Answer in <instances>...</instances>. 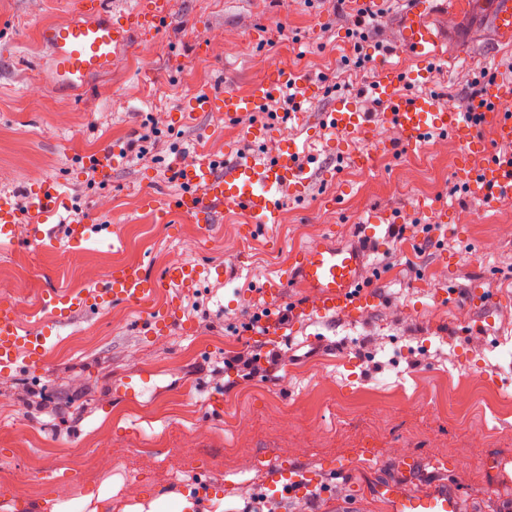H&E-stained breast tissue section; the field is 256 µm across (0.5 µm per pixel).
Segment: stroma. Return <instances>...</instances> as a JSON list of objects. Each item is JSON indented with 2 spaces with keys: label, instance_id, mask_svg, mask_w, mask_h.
<instances>
[{
  "label": "stroma",
  "instance_id": "1",
  "mask_svg": "<svg viewBox=\"0 0 512 512\" xmlns=\"http://www.w3.org/2000/svg\"><path fill=\"white\" fill-rule=\"evenodd\" d=\"M78 2L0 0V195L26 199L37 168L90 225L76 247L58 223L47 225L36 248L0 242V299L19 303L26 331L36 333L51 318L42 306L48 291L82 294L114 263L141 260L158 275L176 260L212 272L155 300L159 310L178 303L180 321L167 333L153 332L137 306L104 307L58 327L40 376L0 374V512H33L64 494L79 503L107 482L112 496L97 512H125L133 502L187 494L204 468L208 494L196 512H259L268 473L282 465L301 466L335 488L330 499H295L292 512H388L380 485L429 488L404 481L398 448L444 464L443 481L472 499L474 512H512V207L490 208L456 189L461 148L448 137L433 138L417 155L379 153L362 170L353 155L393 139L392 127L373 130L367 142L293 118L271 122L260 112L228 120L190 111L197 92L245 88L273 64L321 80L324 95L308 112L343 96L374 107L379 61L408 72L420 67L399 38L409 0H389L360 68L341 64L353 53L354 16L337 11L336 0H169L170 19L150 55L128 48L85 89L47 85L30 95L48 55L39 30L74 19ZM489 11L490 0H472L454 17L436 15L447 60L428 84L406 83L404 94L462 110L481 71L507 72L512 53L496 43ZM159 88L165 100L157 99ZM149 116L178 133L179 151L165 136L156 160L120 158L108 175H91L85 158L138 139ZM255 124L269 126L266 142L249 138ZM286 142L323 175L304 199L286 196L280 223L260 235H246L241 213L207 234L175 212L160 221L146 201L150 191L182 192L176 159L267 155ZM442 210L447 223L428 233L389 235L390 225L424 224ZM377 212L385 221L376 229L379 275L369 311L309 318L281 340L259 339L253 312H285L302 295L292 288L273 299L261 291L283 274L292 250L359 243L361 224ZM17 279L25 283L19 293L6 287ZM477 283L480 296L469 297ZM472 315L481 322L475 331L466 322ZM246 346L284 359L245 375L227 359ZM140 368L154 372L156 391L132 406L114 399L113 389ZM473 426L485 427L483 439L472 437ZM101 444L108 453H97ZM337 464L342 473H333ZM27 468L42 470V479L16 486L15 472ZM131 482L138 487L132 499L125 494Z\"/></svg>",
  "mask_w": 512,
  "mask_h": 512
}]
</instances>
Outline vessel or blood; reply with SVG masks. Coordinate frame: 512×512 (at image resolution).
I'll use <instances>...</instances> for the list:
<instances>
[{
	"instance_id": "b4317fda",
	"label": "vessel or blood",
	"mask_w": 512,
	"mask_h": 512,
	"mask_svg": "<svg viewBox=\"0 0 512 512\" xmlns=\"http://www.w3.org/2000/svg\"><path fill=\"white\" fill-rule=\"evenodd\" d=\"M456 15L468 7L467 0H414L399 20L401 44L420 61L421 67L405 72L380 64L379 75L372 84V96L381 106L376 117L361 112L352 97L337 99L326 123L344 136L368 137L374 121L390 123L394 140L382 143L381 149L412 151L424 148L436 136H448L464 149L457 169V180L485 203L512 196V155L499 156L493 143L512 145V77L486 79L471 102L469 111L453 112L441 107L433 97L408 96L405 83L428 82L432 67L442 53L443 37L431 24L438 8ZM496 36L500 44L512 46V0H493L491 5ZM168 0H136L126 11L111 14L107 0H82L74 20L42 29L41 43L53 50L52 69L55 86L83 87L88 80L112 67V58L132 40H153L168 22ZM295 92L307 103L316 102L323 86L304 69L272 65L266 75L246 90L224 89L220 94L203 92L194 97L196 112H220L233 120L253 112L277 95ZM175 173L186 187L180 196L168 199L151 197L150 203L160 213L178 212L202 228L214 227L223 210L233 209L248 216L250 233L266 225L279 223L283 208L282 190L301 197L310 178L293 145L283 146L265 159L236 158L216 162L199 158L184 164L175 163ZM66 208L55 180H45L28 197L27 212H20L8 196L0 197V238L14 240L17 224L29 220L28 245L38 246L44 238L45 225L61 218ZM368 249L337 246L323 242L291 253L283 275L268 280L264 291L279 296L284 289L300 288L304 296L291 305L287 316L268 314L261 324L268 338L283 336L289 323L309 316L325 317L339 312L358 314L375 301L366 287L369 271L365 264ZM205 268L180 263L164 275L149 274L141 263L114 265L86 293L71 296L48 292L45 309L53 320H66L78 311H91L115 304L150 305L154 298L171 287L188 288L199 284ZM53 344L51 328L35 334L26 333L14 304L0 302V370H24L38 374ZM153 386V373L141 369L127 375L114 394L127 402L138 398ZM308 474L295 466L275 469L269 488L268 508L283 506L289 499L301 497L314 489ZM390 512H463L461 497L452 489L437 488L413 494L403 486L384 488Z\"/></svg>"
}]
</instances>
